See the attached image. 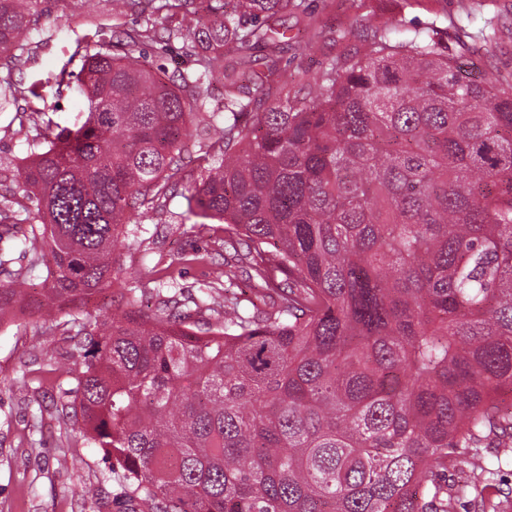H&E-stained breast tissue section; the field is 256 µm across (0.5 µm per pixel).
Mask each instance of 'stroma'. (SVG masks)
Listing matches in <instances>:
<instances>
[{"instance_id": "35a3bbf8", "label": "stroma", "mask_w": 512, "mask_h": 512, "mask_svg": "<svg viewBox=\"0 0 512 512\" xmlns=\"http://www.w3.org/2000/svg\"><path fill=\"white\" fill-rule=\"evenodd\" d=\"M321 29L313 45L299 42L289 49L288 67L317 70L325 57L344 46L336 40L338 28L369 29L383 21L399 20L411 27L424 20L429 8L447 11L449 21L471 15V29L493 19L498 44L492 54L458 57L456 41L450 54L462 75L480 79L487 68L512 76V0H420L419 6L397 13L392 0H308ZM138 18L127 12L112 16V0H49L40 16L28 62L13 69L23 85L38 84L42 94L38 108L63 126L73 125L82 109L81 96L56 83L59 72L77 75L86 54L97 42L110 40L113 32L135 25ZM145 50L161 65L163 77L193 71L196 67L183 39L147 42ZM14 110L0 112V162L17 163L27 155L31 128L20 127ZM185 180L156 218L137 217L139 229L121 250L124 279L154 282L157 272L168 271L178 286L196 291L224 273V226L217 220L186 217L183 194L199 175L196 159H184ZM118 309V295L107 290L80 310L65 311L43 323L18 317L0 327V512H121L116 505L83 496V488L102 485L108 474L103 449L66 425L56 405L72 400L76 386L61 356L69 337L82 323ZM82 461L71 471L58 466L61 454Z\"/></svg>"}]
</instances>
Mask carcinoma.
<instances>
[{"label": "carcinoma", "instance_id": "1", "mask_svg": "<svg viewBox=\"0 0 512 512\" xmlns=\"http://www.w3.org/2000/svg\"><path fill=\"white\" fill-rule=\"evenodd\" d=\"M44 2L0 0V60H20ZM113 3L142 24L84 60L83 121L0 163V243L47 271L30 309L0 248V324L117 289L120 313L69 345L76 398L57 412L115 461L128 512H456L468 495L507 512L483 450L512 457V82L460 74L441 10L290 83L286 18L311 17L306 0ZM161 15L170 37L195 23L200 69L177 82L141 52ZM456 31L462 54L496 45L493 26ZM194 123L186 213L224 222V282L247 275L251 296L156 287L148 314L119 251L131 212L163 211ZM460 449L473 468L449 482Z\"/></svg>", "mask_w": 512, "mask_h": 512}]
</instances>
